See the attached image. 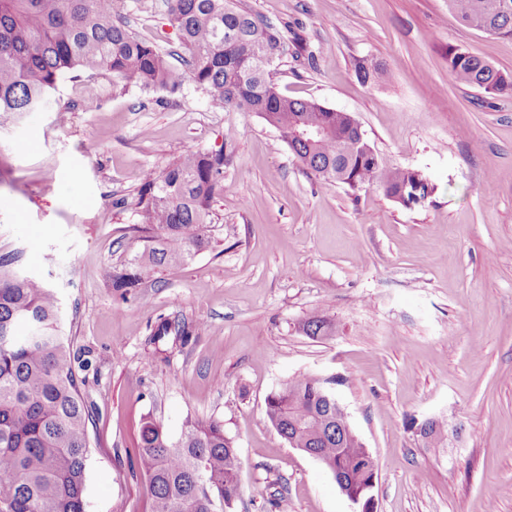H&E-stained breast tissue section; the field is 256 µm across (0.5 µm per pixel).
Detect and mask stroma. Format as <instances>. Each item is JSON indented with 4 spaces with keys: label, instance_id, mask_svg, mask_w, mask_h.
Masks as SVG:
<instances>
[{
    "label": "stroma",
    "instance_id": "obj_1",
    "mask_svg": "<svg viewBox=\"0 0 512 512\" xmlns=\"http://www.w3.org/2000/svg\"><path fill=\"white\" fill-rule=\"evenodd\" d=\"M284 26L272 79L349 112L385 163L436 192L404 207L304 169L253 114L173 94L116 91L106 71L60 83L45 107L0 116V254L44 280L89 409L85 512H149L137 464L144 417L179 437L223 422L240 459L235 512H352L329 472L290 447L265 400L288 380L331 390L378 466L376 512H512V95L455 83L448 48L512 72V38L462 24L448 0H240ZM118 18L178 49L164 0ZM387 77H356L358 60ZM237 139L213 202L209 248L114 288L107 267L143 249L131 231L146 170ZM325 313L333 336L299 322ZM204 322L155 340L160 320ZM453 414L440 451L415 426ZM286 480L278 489L275 479Z\"/></svg>",
    "mask_w": 512,
    "mask_h": 512
}]
</instances>
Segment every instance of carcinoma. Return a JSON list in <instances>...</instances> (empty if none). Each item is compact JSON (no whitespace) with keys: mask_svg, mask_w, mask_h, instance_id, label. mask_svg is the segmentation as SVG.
<instances>
[{"mask_svg":"<svg viewBox=\"0 0 512 512\" xmlns=\"http://www.w3.org/2000/svg\"><path fill=\"white\" fill-rule=\"evenodd\" d=\"M190 79L214 104L255 114L273 127L318 179L353 191L366 186L410 206L411 191L433 194L419 170L385 165L360 138L348 112L292 98L272 82L274 64L288 53L283 30L234 0H167ZM465 25L512 38V0H448ZM114 0H0V113L20 115L77 69L107 71L113 89L174 91L180 76L154 44L117 20ZM358 80L373 83L384 66L363 59ZM448 74L457 83L498 96L512 94V74L467 50L448 47ZM325 126L320 136L305 129ZM235 133L211 153H188L148 172L137 193L133 231L143 251L121 270L106 269L114 288H134L160 267L182 265L209 247L212 203L224 191V166ZM22 254H0V512H85L89 413L58 325L57 299L41 280L22 274ZM201 325L163 321L156 336L188 337ZM311 338L332 336L324 315L301 321ZM267 420L288 443L318 457L350 494H364L376 474L356 435L342 431L345 409L326 382L300 376L272 392ZM448 418L431 422L423 440L441 448ZM138 464L147 480L150 512H233L239 496V456L224 423L187 426L177 439L153 420L141 422Z\"/></svg>","mask_w":512,"mask_h":512,"instance_id":"cac0c4a2","label":"carcinoma"}]
</instances>
